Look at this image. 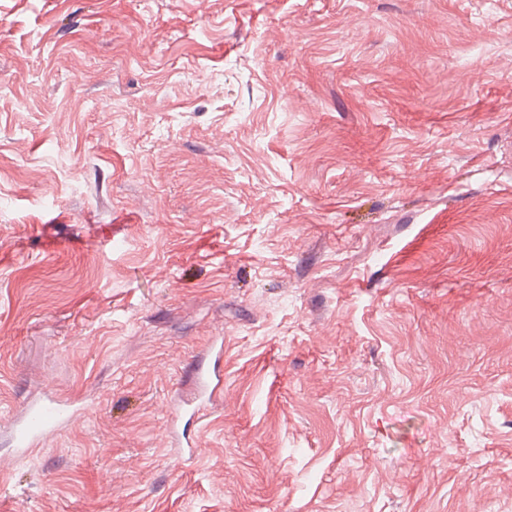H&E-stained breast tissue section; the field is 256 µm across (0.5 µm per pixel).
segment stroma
I'll return each instance as SVG.
<instances>
[{"label": "stroma", "instance_id": "35a3bbf8", "mask_svg": "<svg viewBox=\"0 0 512 512\" xmlns=\"http://www.w3.org/2000/svg\"><path fill=\"white\" fill-rule=\"evenodd\" d=\"M0 512H512V0H0ZM75 413L68 404L51 396L28 406L16 428L17 452L21 456H27L43 433L64 421L71 420Z\"/></svg>", "mask_w": 512, "mask_h": 512}]
</instances>
